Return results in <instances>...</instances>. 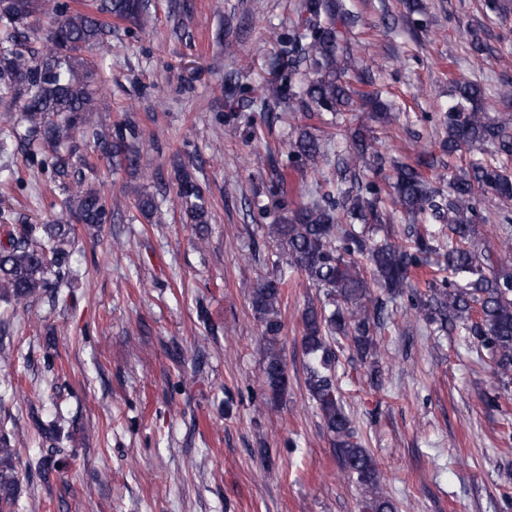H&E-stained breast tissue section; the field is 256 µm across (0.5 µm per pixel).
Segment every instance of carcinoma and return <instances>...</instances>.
<instances>
[{"mask_svg": "<svg viewBox=\"0 0 512 512\" xmlns=\"http://www.w3.org/2000/svg\"><path fill=\"white\" fill-rule=\"evenodd\" d=\"M95 13L70 7L67 0H0V84L19 91L28 137L38 143L29 162L40 167L53 186L67 192L60 209L38 224H7L0 241V296L17 304L47 299L60 302L59 288L71 273L68 243L73 224H109L119 202L107 205L101 190L86 181L78 164L59 152L78 141L93 149L96 159L114 169L147 170L148 158L133 149L140 127L128 117L94 126L87 115L95 97L90 74L109 69L107 45L115 18L138 34L155 28L152 0H96ZM49 19L41 46H28L33 21ZM356 16L344 0H303L298 21L285 40L287 63L272 79L248 87L249 98L236 99L239 77L225 75L227 97L243 109L260 103L267 121L290 112L309 119L314 113H349L356 128L345 148L331 161L330 144L306 124L297 127L288 163L274 162L266 182L272 205L280 214L250 212L252 222L275 252L271 276L253 290L251 307L260 323L265 346L264 380L271 400L288 389V364L280 337L284 288L293 275L305 279L322 296L308 302L301 316V347L307 390L326 429L342 470L363 491L362 512H398L382 486L377 463L359 438L346 411L336 378L332 343L350 341L356 358L378 367L382 336L394 324L388 304L407 300L414 324L436 336L461 330L488 351L493 374L503 386L512 384V273L498 268L512 254V121L491 116L485 100L512 104V80L487 88L478 81L455 78L452 99L439 116L444 135L439 153L419 151L399 158L381 149L368 133V123L386 124L391 104L377 92L354 87L368 83L367 66L349 46ZM479 23L458 31L467 42L474 71L483 69L491 49ZM99 55L87 62L83 48ZM224 133L259 138L254 119L239 111L224 116ZM173 185L162 183L155 193H139L136 208L146 219L159 212L158 197L175 191L190 223L202 233L209 224L205 190L190 166L172 156ZM310 188L288 202V169ZM491 195L503 206L488 217L481 199ZM411 220L405 239L393 242L379 231L393 214ZM499 224L494 247H481L479 225ZM426 289L412 283V274L432 265ZM18 480L10 440L0 436V512H13Z\"/></svg>", "mask_w": 512, "mask_h": 512, "instance_id": "1", "label": "carcinoma"}]
</instances>
